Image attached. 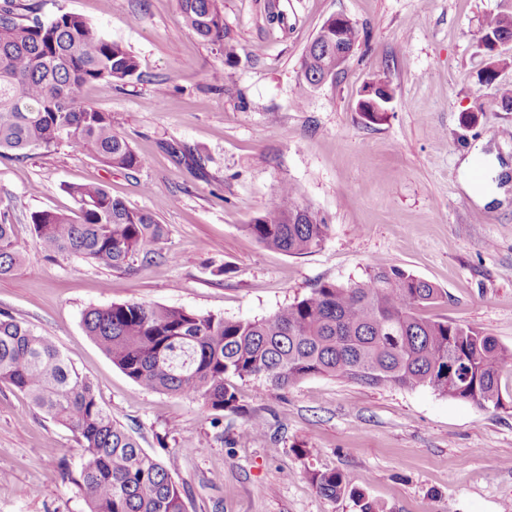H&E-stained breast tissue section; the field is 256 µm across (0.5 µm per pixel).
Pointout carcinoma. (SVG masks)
Listing matches in <instances>:
<instances>
[{
	"mask_svg": "<svg viewBox=\"0 0 512 512\" xmlns=\"http://www.w3.org/2000/svg\"><path fill=\"white\" fill-rule=\"evenodd\" d=\"M185 25L225 46L223 0H177ZM35 0H0V152L24 156L62 142L85 148L105 165L133 171L144 159L114 131L109 113L80 100L100 81L140 76L138 59L83 18L62 13L49 22ZM512 40V15L488 17L481 40L491 62L485 76L512 65L488 36ZM336 76V55L312 39L300 60V92L316 89L324 69ZM76 209L31 215L34 243L112 270L158 254L164 225L128 207L99 184L67 187ZM329 225L299 202L295 188L278 186L245 231L263 246L304 255L321 246ZM14 225L0 223V276L20 262ZM442 298L428 281L399 268H376L354 284L324 282L305 297L260 320L139 301L84 313L87 336L140 387L201 401L220 417L240 410L230 380L261 377L286 387L323 375L368 386L427 388L479 406H504L502 377L512 349L474 327L434 320L421 307ZM454 372L455 378L448 377ZM0 383L28 396L51 420L71 431L80 464L69 476L89 512H187L186 490L174 480L176 457L161 460L102 407L93 381L78 371L53 339L0 313ZM317 492H345L360 512H381L336 471H314Z\"/></svg>",
	"mask_w": 512,
	"mask_h": 512,
	"instance_id": "1",
	"label": "carcinoma"
}]
</instances>
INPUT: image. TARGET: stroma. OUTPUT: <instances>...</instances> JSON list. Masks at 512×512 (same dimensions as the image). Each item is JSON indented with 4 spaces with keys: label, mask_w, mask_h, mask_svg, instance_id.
I'll use <instances>...</instances> for the list:
<instances>
[{
    "label": "stroma",
    "mask_w": 512,
    "mask_h": 512,
    "mask_svg": "<svg viewBox=\"0 0 512 512\" xmlns=\"http://www.w3.org/2000/svg\"><path fill=\"white\" fill-rule=\"evenodd\" d=\"M39 3L42 20L80 15L138 58L140 77L81 99L110 113L145 163L113 169L65 142L0 154V221L24 253L0 276V311L52 337L145 450L178 455L188 512H359L349 496H321L314 470L341 472L384 512H512V396L496 409L423 388L253 378L235 383L240 413L216 422L200 401L139 387L82 323L130 300L261 319L383 267L441 289L425 317L512 349V109L500 99L512 69L482 81L479 41L512 0H224L223 51L183 24L177 0ZM336 14L364 40L334 80L301 95L300 57ZM376 72L394 99L368 125L357 105ZM177 145L193 161L177 163ZM470 156L482 166L473 192ZM88 182L156 215L159 257L116 271L35 245L31 213L73 209L67 185ZM283 182L330 226L313 253L273 251L244 230ZM250 418L265 430L245 438ZM77 463L71 432L0 384V512H87L66 474Z\"/></svg>",
    "instance_id": "1"
}]
</instances>
